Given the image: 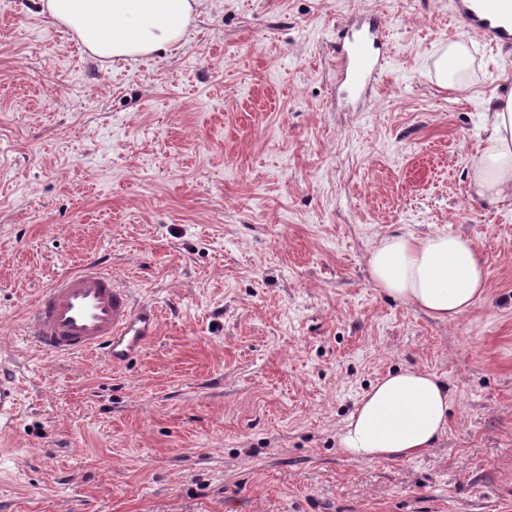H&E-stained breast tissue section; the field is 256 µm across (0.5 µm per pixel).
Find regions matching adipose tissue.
<instances>
[{
	"instance_id": "adipose-tissue-1",
	"label": "adipose tissue",
	"mask_w": 512,
	"mask_h": 512,
	"mask_svg": "<svg viewBox=\"0 0 512 512\" xmlns=\"http://www.w3.org/2000/svg\"><path fill=\"white\" fill-rule=\"evenodd\" d=\"M202 5L203 0H42L49 21L74 33L92 56L132 61L174 48ZM469 56L467 42L449 43L434 63L438 85L467 90L462 63ZM483 123L471 191L490 206L512 203V84L489 97ZM368 264L376 287L443 323L468 312L487 288L486 267L472 243L444 231L379 236ZM448 410V391L439 379L406 367L362 395L340 430L339 445L363 462L408 458L440 440Z\"/></svg>"
}]
</instances>
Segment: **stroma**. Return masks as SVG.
Here are the masks:
<instances>
[{
    "label": "stroma",
    "instance_id": "1",
    "mask_svg": "<svg viewBox=\"0 0 512 512\" xmlns=\"http://www.w3.org/2000/svg\"><path fill=\"white\" fill-rule=\"evenodd\" d=\"M385 23V72L336 94L338 36ZM470 45L472 86L434 61ZM512 49L449 0H206L178 46L92 57L40 0H0V512H512V204L473 198ZM469 239L487 292L456 322L374 285L393 230ZM91 264L161 311L122 367L50 356L23 317ZM448 388V430L362 462L339 430L384 374ZM470 57L469 46L466 41H454L448 44L438 59L434 62L437 83L442 88L466 91L469 87L466 59ZM453 60L461 61L462 67L450 65ZM19 405V391L10 369L0 370V424L7 423L16 415Z\"/></svg>",
    "mask_w": 512,
    "mask_h": 512
}]
</instances>
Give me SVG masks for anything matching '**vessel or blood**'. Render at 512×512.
<instances>
[{"label": "vessel or blood", "instance_id": "1", "mask_svg": "<svg viewBox=\"0 0 512 512\" xmlns=\"http://www.w3.org/2000/svg\"><path fill=\"white\" fill-rule=\"evenodd\" d=\"M452 12L486 44L512 46V0H452ZM384 22L374 16L336 43L340 81L363 94L384 69ZM25 321L35 348L58 356L100 354L118 367L139 354L158 333V309L138 303L95 267L55 279L28 310ZM19 391L10 369L0 370V424L15 416Z\"/></svg>", "mask_w": 512, "mask_h": 512}]
</instances>
